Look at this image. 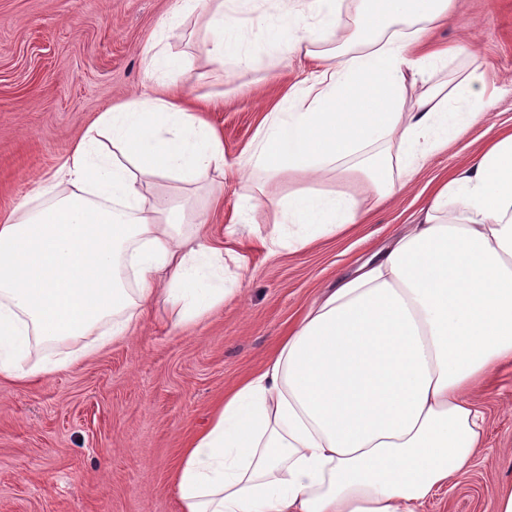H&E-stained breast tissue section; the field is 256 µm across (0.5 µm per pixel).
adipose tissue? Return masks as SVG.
I'll use <instances>...</instances> for the list:
<instances>
[{
	"label": "adipose tissue",
	"instance_id": "obj_1",
	"mask_svg": "<svg viewBox=\"0 0 512 512\" xmlns=\"http://www.w3.org/2000/svg\"><path fill=\"white\" fill-rule=\"evenodd\" d=\"M241 0H180L199 15L215 71L255 54L316 62L264 113L236 164L268 185V253L365 223L425 158L491 103L476 70L418 86L450 49L411 59L455 0H269L255 42ZM224 142L194 105L163 92L98 115L58 169L52 199L0 216V377L20 384L133 335L164 297L174 325L223 305L226 225L215 237L167 178L221 210ZM356 193L322 191L327 177ZM67 346L35 362L33 350ZM512 364V131L433 190L415 224L315 301L260 372L227 392L172 474L181 512H424L475 465L486 422L474 394Z\"/></svg>",
	"mask_w": 512,
	"mask_h": 512
}]
</instances>
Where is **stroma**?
Instances as JSON below:
<instances>
[{
    "mask_svg": "<svg viewBox=\"0 0 512 512\" xmlns=\"http://www.w3.org/2000/svg\"><path fill=\"white\" fill-rule=\"evenodd\" d=\"M176 2L0 0V214L37 199L100 112L149 93V45L189 60L178 78L184 95L222 96L204 118L222 136L229 165L263 112L309 75L308 62L293 56L212 72L195 49L194 19L162 30ZM425 42L466 49L432 80L477 61L493 95L480 119L367 223L306 249L270 254L258 245L272 221L262 202L232 244L245 264L224 260L223 306L190 325L173 327L158 301L129 339L29 385L0 378V512H181L172 473L225 388L260 370L313 301L414 223L435 186L481 144L512 128V0H457L453 18ZM478 400L487 418L480 458L426 512H492L500 488L512 484V366Z\"/></svg>",
    "mask_w": 512,
    "mask_h": 512,
    "instance_id": "obj_1",
    "label": "stroma"
}]
</instances>
